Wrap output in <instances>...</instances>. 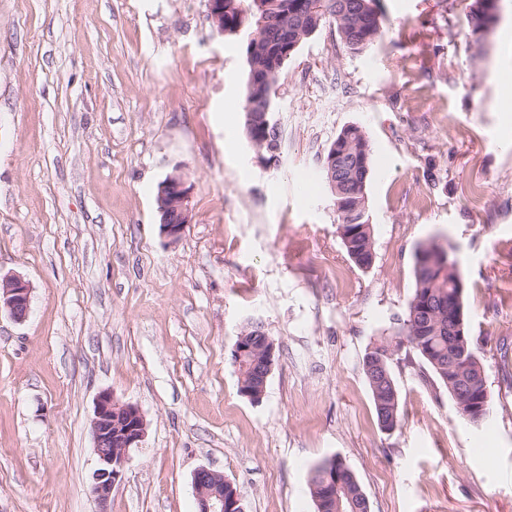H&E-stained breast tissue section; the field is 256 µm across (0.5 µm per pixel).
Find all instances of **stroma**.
I'll return each mask as SVG.
<instances>
[{"instance_id":"1","label":"stroma","mask_w":512,"mask_h":512,"mask_svg":"<svg viewBox=\"0 0 512 512\" xmlns=\"http://www.w3.org/2000/svg\"><path fill=\"white\" fill-rule=\"evenodd\" d=\"M473 0H375L383 36L335 27L280 73V158L245 131V35L206 0H0V272L29 282L0 315V512H99L90 423L104 390L147 435L110 512H196L224 473L245 512H316L309 471L340 456L371 512H512V0L472 33ZM371 144L370 268L348 257L323 158L344 127ZM182 170L192 221L159 229ZM456 249L492 409L478 425L395 333L413 254ZM262 323L261 402L238 391L237 336ZM392 350L402 422L383 430L363 359ZM191 185L181 170H174L158 186L156 208L161 234L170 242L178 241L192 221L189 208ZM31 299L29 283L18 274L0 273V312L4 310L16 323L26 320Z\"/></svg>"}]
</instances>
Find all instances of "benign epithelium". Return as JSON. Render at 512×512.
I'll use <instances>...</instances> for the list:
<instances>
[{"instance_id":"obj_1","label":"benign epithelium","mask_w":512,"mask_h":512,"mask_svg":"<svg viewBox=\"0 0 512 512\" xmlns=\"http://www.w3.org/2000/svg\"><path fill=\"white\" fill-rule=\"evenodd\" d=\"M300 22H308L305 32L291 33L286 37L288 51L299 48L302 39L311 36L322 17L328 11L321 5L307 10L292 12ZM208 20L213 30L224 34V0H208ZM358 134L352 126L340 140V146H331L324 159V168L329 176L336 175L342 168L352 139ZM191 185L187 176L176 169L168 174L158 186L156 208L159 215L161 234L170 242L178 241L187 224L192 221L189 208ZM364 190L357 188L349 193L350 201H341L342 212L354 216L362 209L360 197ZM31 299L29 283L18 274H0V311H5L16 323L26 320ZM147 421L138 407L123 403L109 390L101 391L95 401L91 420V434L97 465L91 474L90 488L101 506L100 512H109L112 489L121 481L130 459V451L139 447L147 432ZM229 480L224 474L200 468L194 474V489L198 512H244L240 494H234L231 501L224 498V485Z\"/></svg>"}]
</instances>
